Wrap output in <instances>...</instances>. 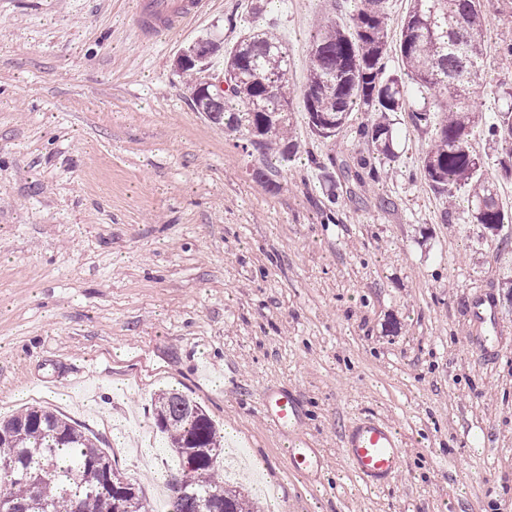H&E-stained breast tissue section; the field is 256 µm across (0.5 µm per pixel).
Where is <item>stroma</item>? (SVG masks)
Here are the masks:
<instances>
[{"mask_svg": "<svg viewBox=\"0 0 512 512\" xmlns=\"http://www.w3.org/2000/svg\"><path fill=\"white\" fill-rule=\"evenodd\" d=\"M133 0H0V413L46 406L99 439L154 512L178 470L151 399L176 389L233 430L227 473L259 512H512V224L499 236L446 224L415 170L424 136L366 186L353 131L323 140L303 120L280 165L194 111L179 52L209 34L270 29L300 92L317 19L347 0H216L175 44L141 39ZM485 79L512 90L497 33L512 0H488ZM236 12L237 23L225 16ZM268 172L269 181L256 178ZM391 205H384V198ZM502 324L494 347L476 306ZM298 395L320 466L290 470L288 435L261 388ZM375 417L405 442L401 472L360 485L345 429Z\"/></svg>", "mask_w": 512, "mask_h": 512, "instance_id": "stroma-1", "label": "stroma"}]
</instances>
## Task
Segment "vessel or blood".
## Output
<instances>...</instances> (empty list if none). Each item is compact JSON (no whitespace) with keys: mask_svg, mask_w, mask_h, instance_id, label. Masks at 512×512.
Here are the masks:
<instances>
[{"mask_svg":"<svg viewBox=\"0 0 512 512\" xmlns=\"http://www.w3.org/2000/svg\"><path fill=\"white\" fill-rule=\"evenodd\" d=\"M210 0H141L134 20L141 34L160 40L184 31L204 18ZM259 408L275 430L289 433L290 470L309 477L319 461L314 448L299 437L300 402L295 394L270 388L262 389ZM342 452L362 484L370 489L390 482L403 464V441L389 424L376 419H363L348 428L342 437Z\"/></svg>","mask_w":512,"mask_h":512,"instance_id":"1","label":"vessel or blood"}]
</instances>
